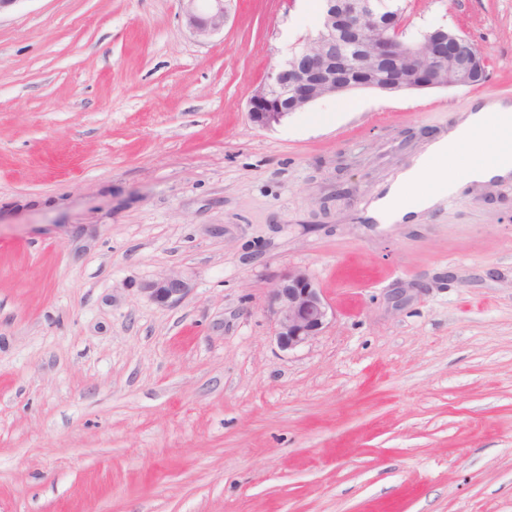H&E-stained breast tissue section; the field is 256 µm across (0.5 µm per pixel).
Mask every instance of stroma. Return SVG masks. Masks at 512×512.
Masks as SVG:
<instances>
[{
    "instance_id": "stroma-1",
    "label": "stroma",
    "mask_w": 512,
    "mask_h": 512,
    "mask_svg": "<svg viewBox=\"0 0 512 512\" xmlns=\"http://www.w3.org/2000/svg\"><path fill=\"white\" fill-rule=\"evenodd\" d=\"M483 84L353 90L269 129L247 101L303 0H19L0 11V512H512V181L412 224L372 202L487 96L512 0H404ZM335 316L287 352L269 295ZM193 288L163 306L145 282ZM187 25L198 38H209L224 29L226 0H181ZM275 336L284 351L295 350L319 336L334 318V310L310 274L289 269L271 290ZM192 276L186 272H172L147 281L142 291L161 305H170L186 297L192 289Z\"/></svg>"
}]
</instances>
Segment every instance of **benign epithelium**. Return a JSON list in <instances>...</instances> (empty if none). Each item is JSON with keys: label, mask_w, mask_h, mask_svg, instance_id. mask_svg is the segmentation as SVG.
<instances>
[{"label": "benign epithelium", "mask_w": 512, "mask_h": 512, "mask_svg": "<svg viewBox=\"0 0 512 512\" xmlns=\"http://www.w3.org/2000/svg\"><path fill=\"white\" fill-rule=\"evenodd\" d=\"M187 25L198 38H209L224 29L226 0H181ZM395 5L387 0H325L324 15L316 36L307 38L291 55L274 65L265 82L248 100V118L257 128H271L290 113L301 112L317 100L353 89L393 93L432 88L470 86L484 76L485 59L469 38L437 28L411 47L400 37L387 34ZM353 24L357 42L375 46L374 59L358 56L368 70L362 81L336 84V60L346 59L351 43L340 37L336 22ZM425 58L415 77L389 82L381 80L378 63L403 58ZM192 276L172 272L150 280L142 291L161 305L186 297ZM270 306L275 317V336L284 351L295 350L319 336L334 318V310L310 274L292 268L271 290Z\"/></svg>", "instance_id": "obj_1"}]
</instances>
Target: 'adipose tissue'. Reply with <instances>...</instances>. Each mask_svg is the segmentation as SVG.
Masks as SVG:
<instances>
[{
    "mask_svg": "<svg viewBox=\"0 0 512 512\" xmlns=\"http://www.w3.org/2000/svg\"><path fill=\"white\" fill-rule=\"evenodd\" d=\"M510 124L512 102L505 99L490 98L472 111L460 113L448 133L428 144L414 163L396 177L386 193L371 204L369 217L381 224H402L440 206L447 195L459 190L461 182L445 177L438 179L433 190L410 201L406 200L405 192L408 187L433 176L448 161L458 158L465 161L467 182L512 178V158L503 157L499 136L500 129ZM478 139L483 142V152L470 154V145Z\"/></svg>",
    "mask_w": 512,
    "mask_h": 512,
    "instance_id": "adipose-tissue-1",
    "label": "adipose tissue"
}]
</instances>
